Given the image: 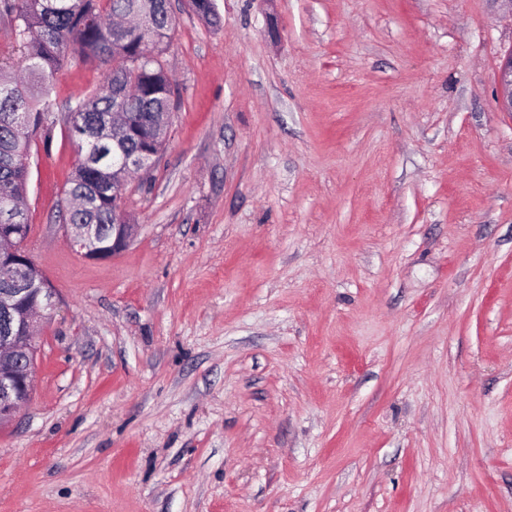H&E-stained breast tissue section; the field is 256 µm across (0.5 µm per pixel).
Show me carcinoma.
I'll return each mask as SVG.
<instances>
[{
    "label": "carcinoma",
    "instance_id": "1",
    "mask_svg": "<svg viewBox=\"0 0 512 512\" xmlns=\"http://www.w3.org/2000/svg\"><path fill=\"white\" fill-rule=\"evenodd\" d=\"M194 12L217 23L214 3L191 0ZM0 14L15 23L21 65L0 58V209L25 206L32 137L42 122L40 102L68 51L110 66L105 84L78 101L80 127L70 128L80 153L69 181L70 208L61 209L67 224H98L112 231V134L100 125L115 107L126 113L135 136L122 144L127 153L153 148L163 113L174 109L176 89L156 56L168 46L175 20L165 0H0ZM122 64L112 66L116 59Z\"/></svg>",
    "mask_w": 512,
    "mask_h": 512
}]
</instances>
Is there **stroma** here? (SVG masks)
I'll list each match as a JSON object with an SVG mask.
<instances>
[{
  "label": "stroma",
  "mask_w": 512,
  "mask_h": 512,
  "mask_svg": "<svg viewBox=\"0 0 512 512\" xmlns=\"http://www.w3.org/2000/svg\"><path fill=\"white\" fill-rule=\"evenodd\" d=\"M171 0L139 229L58 216L70 54L24 249L57 297L0 426V512H512V112L494 0ZM497 100L501 111L512 112V51L505 56L498 72Z\"/></svg>",
  "instance_id": "1"
}]
</instances>
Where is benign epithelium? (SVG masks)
<instances>
[{
	"instance_id": "obj_1",
	"label": "benign epithelium",
	"mask_w": 512,
	"mask_h": 512,
	"mask_svg": "<svg viewBox=\"0 0 512 512\" xmlns=\"http://www.w3.org/2000/svg\"><path fill=\"white\" fill-rule=\"evenodd\" d=\"M497 100L501 111L512 112V51L509 52L497 76ZM160 153L146 150L138 155L121 154L119 168L124 171L136 169L146 176L156 164ZM127 179H122L118 188L112 191L115 196L112 212L117 221L112 224V232L105 235L96 224H69L70 239L84 250V255L92 259H105L123 251L137 233L138 225L131 223L125 210ZM12 216V223L4 225L8 233L0 238L9 245L0 248V278H5L13 287L0 292V309L10 315L9 323L0 331V424L14 419L21 408L20 402L29 394L33 375V361L29 354L34 344L31 323L27 308H18L19 303L34 298L41 312L54 307V292L47 288L35 287V279L30 274V257L19 247L12 235L14 222L18 221L16 211L4 212Z\"/></svg>"
}]
</instances>
